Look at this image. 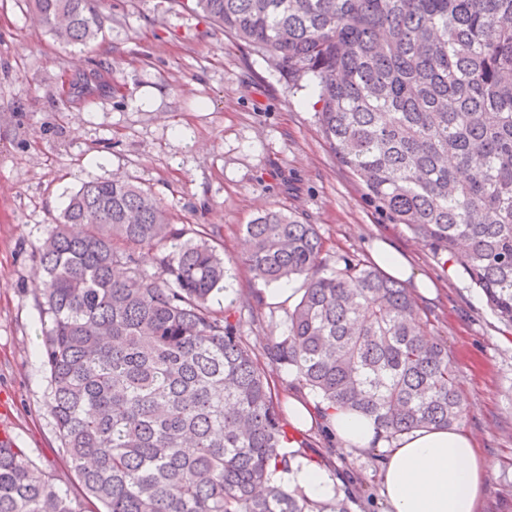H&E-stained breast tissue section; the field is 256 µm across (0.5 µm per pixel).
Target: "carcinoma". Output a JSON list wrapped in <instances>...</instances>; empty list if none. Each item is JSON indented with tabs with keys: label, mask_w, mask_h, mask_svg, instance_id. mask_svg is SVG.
<instances>
[{
	"label": "carcinoma",
	"mask_w": 512,
	"mask_h": 512,
	"mask_svg": "<svg viewBox=\"0 0 512 512\" xmlns=\"http://www.w3.org/2000/svg\"><path fill=\"white\" fill-rule=\"evenodd\" d=\"M293 81L318 87L331 151L394 224L447 255L512 324V0H195ZM62 43L92 46L89 0H34ZM244 257L303 279L264 348L317 403L392 443L463 418L458 372L404 285L352 259L326 272L314 224L268 209ZM220 230L172 222L151 189L84 181L36 249L48 408L81 493L0 446V512H350L285 484L303 445L230 308ZM153 255L157 273L141 268Z\"/></svg>",
	"instance_id": "cac0c4a2"
}]
</instances>
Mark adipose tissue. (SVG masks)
<instances>
[{
	"label": "adipose tissue",
	"instance_id": "adipose-tissue-1",
	"mask_svg": "<svg viewBox=\"0 0 512 512\" xmlns=\"http://www.w3.org/2000/svg\"><path fill=\"white\" fill-rule=\"evenodd\" d=\"M371 256L389 277L435 296V281L417 272L410 258L388 241H375ZM287 410L296 428L325 426L343 447L366 450L382 445L373 420L363 414L323 410L302 396L289 397ZM381 469L386 512H479L486 494L488 465L473 436L457 427L404 433L386 448Z\"/></svg>",
	"mask_w": 512,
	"mask_h": 512
}]
</instances>
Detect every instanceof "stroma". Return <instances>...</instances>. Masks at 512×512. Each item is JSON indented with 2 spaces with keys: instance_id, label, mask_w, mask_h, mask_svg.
Segmentation results:
<instances>
[{
  "instance_id": "35a3bbf8",
  "label": "stroma",
  "mask_w": 512,
  "mask_h": 512,
  "mask_svg": "<svg viewBox=\"0 0 512 512\" xmlns=\"http://www.w3.org/2000/svg\"><path fill=\"white\" fill-rule=\"evenodd\" d=\"M102 29L93 49L58 42L32 0H0V424L27 458L72 494L80 487L59 448L41 364L45 323L36 298V248L80 181L128 175L151 187L178 224L216 225L228 268L215 311L258 294L243 334L259 364L281 336L301 281L285 298L244 263V224L269 208L316 225L327 267L370 263L388 239L439 284L417 297L420 317L448 346L460 375L463 421L489 464L480 512H512V326L444 256L390 223L329 149L314 82L288 80L262 55L174 0H94ZM382 449L329 451L314 431L301 463H325L344 493L385 512Z\"/></svg>"
}]
</instances>
